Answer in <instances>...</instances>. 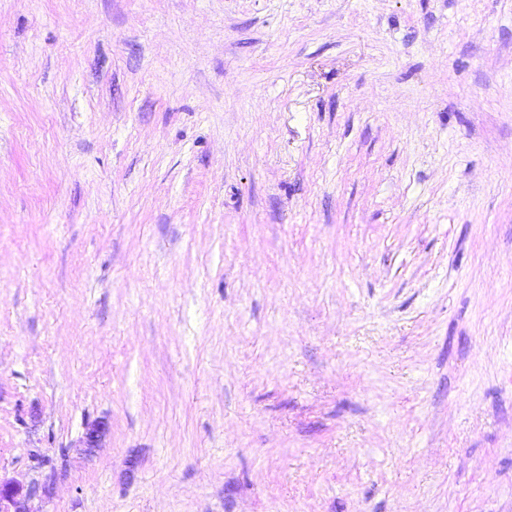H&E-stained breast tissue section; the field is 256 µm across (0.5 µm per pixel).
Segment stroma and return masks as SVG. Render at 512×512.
Instances as JSON below:
<instances>
[{
    "mask_svg": "<svg viewBox=\"0 0 512 512\" xmlns=\"http://www.w3.org/2000/svg\"><path fill=\"white\" fill-rule=\"evenodd\" d=\"M0 477L512 512V0H0Z\"/></svg>",
    "mask_w": 512,
    "mask_h": 512,
    "instance_id": "35a3bbf8",
    "label": "stroma"
}]
</instances>
